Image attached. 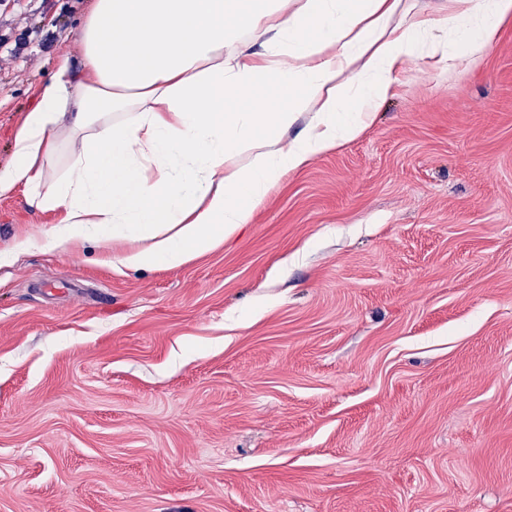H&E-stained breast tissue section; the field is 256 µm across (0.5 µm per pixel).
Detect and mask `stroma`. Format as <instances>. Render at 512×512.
I'll return each mask as SVG.
<instances>
[{
  "label": "stroma",
  "instance_id": "35a3bbf8",
  "mask_svg": "<svg viewBox=\"0 0 512 512\" xmlns=\"http://www.w3.org/2000/svg\"><path fill=\"white\" fill-rule=\"evenodd\" d=\"M92 0H0V170ZM0 198V512H512V24L176 268Z\"/></svg>",
  "mask_w": 512,
  "mask_h": 512
}]
</instances>
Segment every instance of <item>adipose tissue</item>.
Instances as JSON below:
<instances>
[{"mask_svg": "<svg viewBox=\"0 0 512 512\" xmlns=\"http://www.w3.org/2000/svg\"><path fill=\"white\" fill-rule=\"evenodd\" d=\"M418 2L93 0L82 67L56 63L14 134L0 197L23 191L53 215L42 249L107 240L112 264L181 267L367 129L420 55L478 69L512 22V0H448L438 18ZM61 151L65 173L47 184Z\"/></svg>", "mask_w": 512, "mask_h": 512, "instance_id": "obj_1", "label": "adipose tissue"}]
</instances>
